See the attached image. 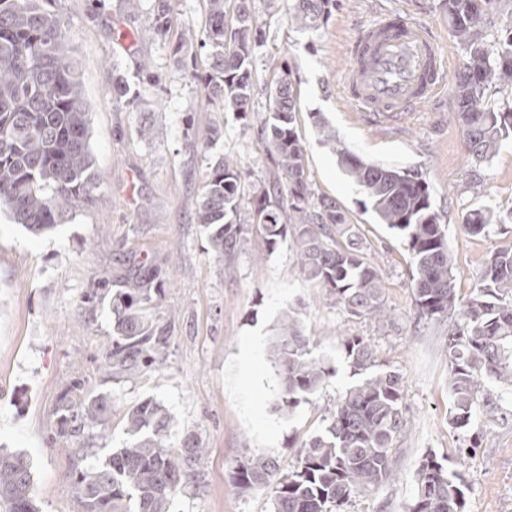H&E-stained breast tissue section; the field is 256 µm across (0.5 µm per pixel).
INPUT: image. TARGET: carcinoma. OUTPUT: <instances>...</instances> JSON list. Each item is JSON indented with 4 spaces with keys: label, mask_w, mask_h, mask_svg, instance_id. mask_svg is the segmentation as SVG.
Wrapping results in <instances>:
<instances>
[{
    "label": "carcinoma",
    "mask_w": 512,
    "mask_h": 512,
    "mask_svg": "<svg viewBox=\"0 0 512 512\" xmlns=\"http://www.w3.org/2000/svg\"><path fill=\"white\" fill-rule=\"evenodd\" d=\"M284 4L288 20L316 30L329 18L336 0H268ZM47 0H0V208L35 233L87 206L98 187L88 138V108L76 64L68 53L67 33ZM453 37L468 59L456 77V114L464 125V150L477 162L490 161L512 135V28L488 39L486 17L497 0H444ZM208 22L195 39L206 50L207 65L191 75L214 112L246 118L255 93V50L264 32L255 23L251 0H207ZM170 0H158L150 31L166 33ZM286 66L274 73L269 107L261 121L270 175L252 190L253 211L267 217L260 229L268 248L292 238L303 276L354 316L381 317L383 279L365 261L359 227L349 223L332 198L315 197L305 169V149L295 125L296 94ZM508 96L504 106L486 103L490 90ZM345 174L371 204L380 223L405 235L410 254L411 288L418 315L448 327L451 423L467 431L478 408L501 411L487 395L477 404L478 374L512 383V248L491 255L480 283L460 301L453 286L452 258L445 230L433 207L432 189L421 175L365 161L336 148ZM245 173L227 157L211 167L197 205V219L208 231L214 255L231 254L244 232L241 205ZM465 228L480 234L491 217L472 210ZM149 277H137L112 296L116 336L105 354L107 369L135 371L160 362L168 337L155 326L149 309L160 298ZM353 374L361 379L336 404L324 430L300 451L286 473L276 462L257 456L242 461L235 484L243 492L263 490L269 512H339L352 497L386 482L393 472V443L408 418L402 376L377 368L374 350L356 337L343 343ZM272 360L281 378L275 403L291 414L325 383L329 372L310 339L285 312L279 320ZM61 431L82 437L104 432L112 405L100 395L85 398L76 410L63 406ZM173 419L160 403L147 400L126 413L125 446L105 462L75 472L81 512H170L173 499L196 480L204 455L199 443L168 444ZM29 459L0 452V512H36ZM460 476L427 454L419 463L408 512H464Z\"/></svg>",
    "instance_id": "carcinoma-1"
}]
</instances>
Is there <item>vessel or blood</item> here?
Returning <instances> with one entry per match:
<instances>
[{
    "label": "vessel or blood",
    "instance_id": "b4317fda",
    "mask_svg": "<svg viewBox=\"0 0 512 512\" xmlns=\"http://www.w3.org/2000/svg\"><path fill=\"white\" fill-rule=\"evenodd\" d=\"M444 87L442 51L426 28L408 21L396 28L383 14L359 29L343 93L369 122L395 126Z\"/></svg>",
    "mask_w": 512,
    "mask_h": 512
}]
</instances>
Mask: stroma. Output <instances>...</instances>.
<instances>
[{
	"mask_svg": "<svg viewBox=\"0 0 512 512\" xmlns=\"http://www.w3.org/2000/svg\"><path fill=\"white\" fill-rule=\"evenodd\" d=\"M379 7L425 25L448 58V77H455L467 55L450 33L442 0H336L315 31L295 27L266 0L252 2L266 31L256 51L253 108L267 111L274 68L287 64L309 181L359 226L365 259L384 281L388 315L381 322L337 306L301 274L292 242L268 250L257 225L247 224L232 255H213L195 218L212 164L236 155L250 187L267 179L269 166L256 130L234 113L212 111L173 54L185 33L204 28L206 0H171L163 39L140 35L157 0H53L79 63L99 188L92 203L41 234L0 211V449L29 458L39 512H80L74 448L81 443L102 457L123 447L128 409L150 399L173 418L172 446L194 435L206 450L196 484L174 499L172 512H269L264 493L239 492L233 471L256 456L274 459L284 472L295 466L302 442L324 428L356 381L342 352L351 336L371 343L380 368L402 375L410 427L394 444L393 479L352 498L341 512H405L428 453L460 475L465 512H512V385L480 376L481 393L497 395L505 418L480 415L466 435L451 424L448 324L418 316L406 239L379 222L335 151L343 146L430 183L453 285L464 299L489 257L512 247V138L490 161L468 159L449 86L394 129L354 111L343 95V74L358 29ZM323 123L335 131L336 145L323 142ZM475 209L497 218L479 235L461 222ZM147 272L161 290L151 315L167 330L166 357L130 374L106 373L112 304L106 298L91 304L87 296L101 279L117 289ZM287 310L330 370L322 388L290 415L274 409L281 381L272 360ZM90 395L111 397L109 428L81 441L61 435L63 404L76 406ZM468 435L476 446L459 456Z\"/></svg>",
	"mask_w": 512,
	"mask_h": 512,
	"instance_id": "35a3bbf8",
	"label": "stroma"
}]
</instances>
